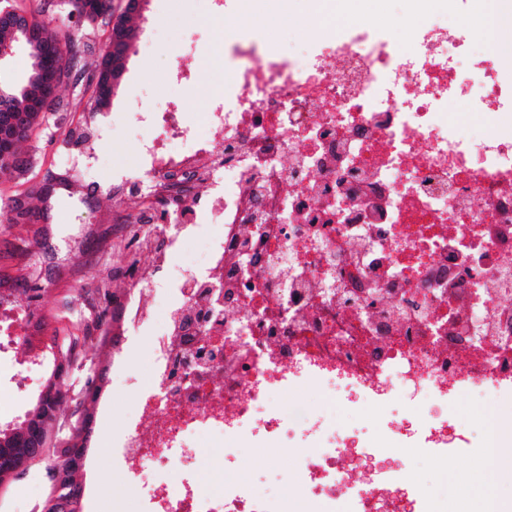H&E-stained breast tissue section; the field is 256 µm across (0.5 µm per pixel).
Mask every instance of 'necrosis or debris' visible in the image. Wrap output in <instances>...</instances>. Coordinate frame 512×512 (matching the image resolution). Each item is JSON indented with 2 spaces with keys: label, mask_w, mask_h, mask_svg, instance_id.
<instances>
[{
  "label": "necrosis or debris",
  "mask_w": 512,
  "mask_h": 512,
  "mask_svg": "<svg viewBox=\"0 0 512 512\" xmlns=\"http://www.w3.org/2000/svg\"><path fill=\"white\" fill-rule=\"evenodd\" d=\"M215 42L183 88L213 81L201 111L168 101L142 120L134 174L92 218L89 259L119 233L135 248L124 282L141 291L191 244L162 289L173 301L152 348L154 383L122 443L147 489L144 512H457L473 488L431 494L412 461L512 456V422L466 436L445 408L461 395L512 411V56L479 22L484 0H402L353 16L347 0H304L323 39L267 55L268 0ZM488 115L472 132L449 103ZM0 289V355L36 324ZM308 384L295 420L281 398ZM379 410L374 433L337 409ZM299 448L300 479L265 488L250 448ZM207 449L200 458L199 449ZM207 465L208 485L196 479Z\"/></svg>",
  "instance_id": "obj_1"
}]
</instances>
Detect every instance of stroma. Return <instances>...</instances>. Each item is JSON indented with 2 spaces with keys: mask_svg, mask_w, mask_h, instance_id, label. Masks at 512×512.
<instances>
[{
  "mask_svg": "<svg viewBox=\"0 0 512 512\" xmlns=\"http://www.w3.org/2000/svg\"><path fill=\"white\" fill-rule=\"evenodd\" d=\"M137 39L130 53L122 81L111 98L108 108L97 109L91 93L79 91L73 83L59 87L57 98L63 111L46 113L28 137L19 143V157L29 160L27 183L0 178V203L23 199L34 214L33 223L18 226L0 238V271L16 272L12 256L18 249L29 248L43 235L54 236L62 247L64 258H71L83 226L74 217V204L85 190L80 174H71L61 188L55 190L50 204L31 196L28 189L42 181L49 169L60 160L61 148L69 136L89 117L105 119L112 124V137L104 147V159L97 172L99 180H107L112 168L130 165L140 130L135 122L139 112L157 110L175 94L181 95L187 111H198L210 94V84L204 83L190 91H176L170 80V66L175 60L194 64L198 55L208 53L217 36L231 37L247 27L248 19L237 11L226 12L223 19L213 20L208 0H149L142 15L131 17ZM80 41L70 52L81 57L86 71L97 69L110 36V28L102 22L79 24ZM323 30L313 26L305 7L294 4L292 9L269 16L264 30L267 53L280 52L288 44L304 38H322ZM80 288H65L62 284L43 285L41 310L50 329L67 336L75 332L78 318L67 305L68 299H80ZM119 346L90 343L83 350L81 365L76 366L64 388L67 400L59 416L69 424L76 406L91 411L92 428L84 465L79 478L84 487V512H141L143 483L128 475L118 444L127 430L133 407L141 389L153 382L148 359L149 339L141 335L133 323H123ZM103 373L104 381L97 398L83 397L82 391L89 372ZM49 375L47 365L36 363L19 367L7 359L0 360L1 424H16L34 404ZM301 451L297 448H252L245 455L248 468H269L286 473L290 484L299 476L295 462Z\"/></svg>",
  "mask_w": 512,
  "mask_h": 512,
  "instance_id": "35a3bbf8",
  "label": "stroma"
}]
</instances>
